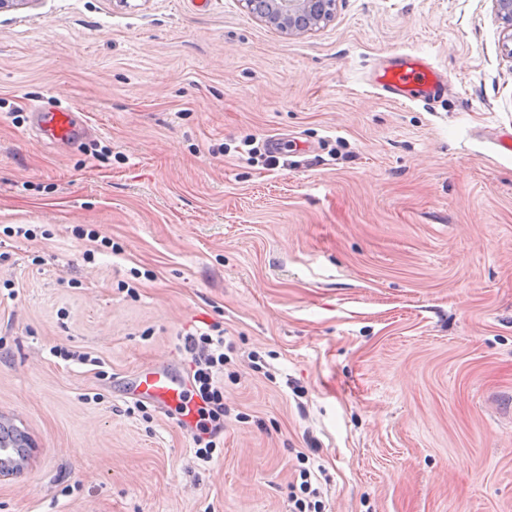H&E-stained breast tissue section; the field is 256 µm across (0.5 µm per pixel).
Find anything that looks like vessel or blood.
I'll use <instances>...</instances> for the list:
<instances>
[{
	"label": "vessel or blood",
	"instance_id": "1",
	"mask_svg": "<svg viewBox=\"0 0 512 512\" xmlns=\"http://www.w3.org/2000/svg\"><path fill=\"white\" fill-rule=\"evenodd\" d=\"M374 86L386 99L398 103L417 100H435L448 92V81L429 59L413 54H403L383 67L374 77ZM37 127L50 142L75 139L80 125L75 112L56 110L35 114ZM138 392L166 406H176L184 392L182 384L172 380L163 370L153 368L139 374Z\"/></svg>",
	"mask_w": 512,
	"mask_h": 512
}]
</instances>
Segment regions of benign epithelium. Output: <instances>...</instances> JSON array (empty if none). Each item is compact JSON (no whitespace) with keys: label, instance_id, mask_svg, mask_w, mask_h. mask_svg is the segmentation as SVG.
<instances>
[{"label":"benign epithelium","instance_id":"1","mask_svg":"<svg viewBox=\"0 0 512 512\" xmlns=\"http://www.w3.org/2000/svg\"><path fill=\"white\" fill-rule=\"evenodd\" d=\"M266 8L255 14L280 32L306 33L328 21L334 14L336 0H262Z\"/></svg>","mask_w":512,"mask_h":512}]
</instances>
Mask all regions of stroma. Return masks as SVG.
<instances>
[{
  "mask_svg": "<svg viewBox=\"0 0 512 512\" xmlns=\"http://www.w3.org/2000/svg\"><path fill=\"white\" fill-rule=\"evenodd\" d=\"M511 31L493 0H336L292 36L241 0L0 12V422L30 445L0 512H289L303 468L325 512H512ZM401 53L447 95L382 98ZM38 106L82 135L46 144ZM91 229L119 253L87 260ZM213 322L235 352L202 464L166 407L128 409Z\"/></svg>",
  "mask_w": 512,
  "mask_h": 512,
  "instance_id": "obj_1",
  "label": "stroma"
}]
</instances>
